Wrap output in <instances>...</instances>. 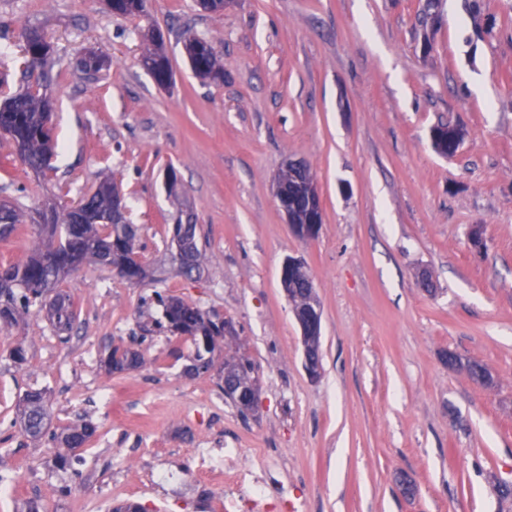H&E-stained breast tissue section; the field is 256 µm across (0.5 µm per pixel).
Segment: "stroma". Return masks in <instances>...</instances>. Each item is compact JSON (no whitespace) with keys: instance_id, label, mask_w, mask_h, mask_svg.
Wrapping results in <instances>:
<instances>
[{"instance_id":"1","label":"stroma","mask_w":512,"mask_h":512,"mask_svg":"<svg viewBox=\"0 0 512 512\" xmlns=\"http://www.w3.org/2000/svg\"><path fill=\"white\" fill-rule=\"evenodd\" d=\"M148 0L138 17L106 0H0V94L27 88L23 28L54 54L56 157L39 172L0 136V199L67 206L111 178L139 227V284L82 264L59 284L77 312L60 333L45 312L0 329V512H219L223 485L193 481L195 449L239 453L268 501L295 512H512V0ZM161 32L173 72L141 64ZM224 66L200 81L183 34ZM110 59L96 75L76 59ZM464 141L448 158L431 129ZM304 160L325 224L296 238L274 197L287 158ZM180 187L169 193L166 172ZM192 210L210 257L201 278L170 273L167 228ZM482 231V246L470 240ZM302 258L322 310V370H304L301 333L280 286ZM432 288L424 290L423 277ZM229 320L225 354L255 366L258 401L240 414L216 375L190 377L194 348L167 333L141 344L138 369L99 357L162 316L156 293ZM23 345L27 361L10 352ZM485 365L487 387L446 353ZM44 389L48 433L15 425L27 388ZM81 422L94 441L70 468L51 433Z\"/></svg>"}]
</instances>
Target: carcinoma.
I'll return each instance as SVG.
<instances>
[{
  "label": "carcinoma",
  "mask_w": 512,
  "mask_h": 512,
  "mask_svg": "<svg viewBox=\"0 0 512 512\" xmlns=\"http://www.w3.org/2000/svg\"><path fill=\"white\" fill-rule=\"evenodd\" d=\"M115 14L135 16L145 12L147 0H111ZM28 55L27 69L34 71L47 61L54 52V46L44 34L29 27L23 34ZM150 47L142 55L144 64L151 66L153 76L160 81L166 74L169 59L164 51L163 41L150 37ZM184 43L199 47L192 70L202 81L211 80L215 74L224 72L213 48L208 41L188 33ZM51 105L47 95L30 89L13 94L0 102V132L11 141L21 139L26 145L24 163L37 171L52 169L53 154L49 152L41 135L43 124L51 119ZM463 129L448 126V139L437 144L440 152L453 156L464 139ZM289 196L303 213V187L307 173L299 171L285 173ZM113 180H101L95 189L84 195L74 206L58 208L51 206V223H40L42 210L33 208L23 211L16 206L0 211V237L7 238L20 232H30L31 247L26 259L19 263L0 264V327L6 329L19 323L38 299L58 286L70 272L85 262L112 268L124 279L142 269L137 263L138 229L133 224H107L98 218L110 209L111 199L103 188L112 185ZM85 214L82 224L73 222L74 211ZM181 241L182 252L174 257L177 273L191 277L201 274L208 258L203 249L198 225L192 221L182 222L177 217L170 231V245ZM296 291L291 293V302L299 307L305 303L314 281L308 269L296 272L292 279ZM167 330L171 335L192 342L194 355L185 373L199 377L209 372V367L221 363L241 382L254 380L252 364L242 358H223L224 331L227 322L217 314H208L199 308L170 296L163 301ZM51 319L61 331H71L77 315L69 298L56 293L48 302ZM142 353L131 346L114 347L102 359L104 366L113 372H123L140 367ZM45 392L30 388L21 395L16 412L20 428L28 436L38 438L44 435L46 418ZM96 427L88 423L68 426L52 435V439L69 452L86 447L95 437Z\"/></svg>",
  "instance_id": "cac0c4a2"
}]
</instances>
